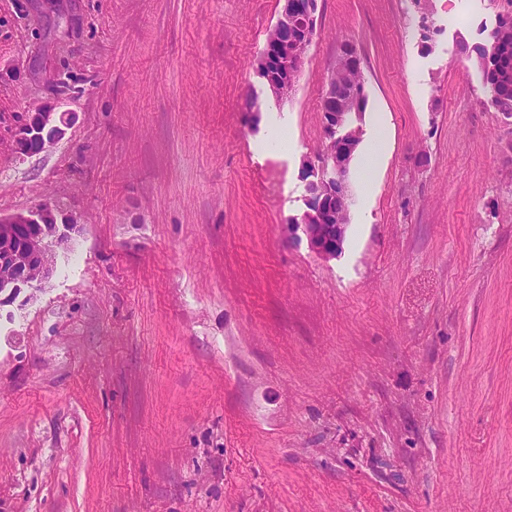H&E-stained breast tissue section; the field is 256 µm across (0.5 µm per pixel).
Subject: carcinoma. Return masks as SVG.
<instances>
[{
    "instance_id": "1",
    "label": "carcinoma",
    "mask_w": 512,
    "mask_h": 512,
    "mask_svg": "<svg viewBox=\"0 0 512 512\" xmlns=\"http://www.w3.org/2000/svg\"><path fill=\"white\" fill-rule=\"evenodd\" d=\"M476 52L490 104L512 114V77L503 75L504 70H512V20H501L498 32L491 35L490 45L479 46ZM333 74L338 85H352L359 89L365 86L363 71L356 66L336 69Z\"/></svg>"
}]
</instances>
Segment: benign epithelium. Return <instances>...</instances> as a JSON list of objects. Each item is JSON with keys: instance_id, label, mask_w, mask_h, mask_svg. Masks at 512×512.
<instances>
[{"instance_id": "1", "label": "benign epithelium", "mask_w": 512, "mask_h": 512, "mask_svg": "<svg viewBox=\"0 0 512 512\" xmlns=\"http://www.w3.org/2000/svg\"><path fill=\"white\" fill-rule=\"evenodd\" d=\"M319 0H285L259 57V73L267 90L280 102L295 91L303 58L315 34ZM353 93L328 79L322 95L321 154L305 164V210L295 226L302 229L309 248L324 258L342 253L348 225L336 221L350 215L355 198L348 174L362 139V128L347 111ZM72 112L45 101L26 113L15 127L16 152H43L62 139L73 124ZM80 224L61 213L50 200L0 214V307L12 303L26 289L41 288L53 277L57 252L69 246Z\"/></svg>"}]
</instances>
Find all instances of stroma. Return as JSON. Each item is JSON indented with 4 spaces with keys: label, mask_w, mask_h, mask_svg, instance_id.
<instances>
[{
    "label": "stroma",
    "mask_w": 512,
    "mask_h": 512,
    "mask_svg": "<svg viewBox=\"0 0 512 512\" xmlns=\"http://www.w3.org/2000/svg\"><path fill=\"white\" fill-rule=\"evenodd\" d=\"M283 6L0 0V213L81 225L0 307V512H512V117L476 53L512 0H320L278 103ZM348 42L368 102L325 260L293 221ZM48 100L74 123L18 156ZM318 0H285L259 57V73L275 101L294 92L315 34Z\"/></svg>",
    "instance_id": "35a3bbf8"
}]
</instances>
